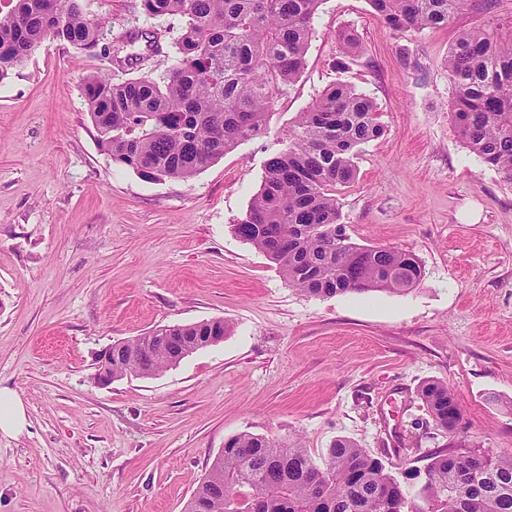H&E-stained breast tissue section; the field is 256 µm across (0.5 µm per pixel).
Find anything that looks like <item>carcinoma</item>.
<instances>
[{
  "label": "carcinoma",
  "mask_w": 512,
  "mask_h": 512,
  "mask_svg": "<svg viewBox=\"0 0 512 512\" xmlns=\"http://www.w3.org/2000/svg\"><path fill=\"white\" fill-rule=\"evenodd\" d=\"M322 0H140L151 19H184L177 64L160 81L92 75L84 91L99 141L112 161L143 178L189 179L224 152L267 129L278 95L302 72ZM375 15L404 35L450 22L467 0H369ZM0 10V80L43 40L84 50L98 46L105 23L80 0H9ZM151 32L134 29L116 51L134 67ZM452 88L449 118L486 166L512 181V30L461 31L445 60ZM384 126L377 105L344 82L329 85L299 114L285 148L233 232L258 248L288 285L313 297L406 294L424 271L393 247H366L346 234L336 187L355 177L361 146ZM212 319L162 326L127 340L137 358L112 360V376H153L193 353L197 341L225 336ZM419 394L433 420L453 432L460 404L448 383L429 380ZM421 512H512V453L448 448L427 465ZM400 483L382 460L339 439L317 464L301 439L250 433L230 437L185 512H407Z\"/></svg>",
  "instance_id": "carcinoma-1"
}]
</instances>
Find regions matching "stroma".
<instances>
[{"label":"stroma","mask_w":512,"mask_h":512,"mask_svg":"<svg viewBox=\"0 0 512 512\" xmlns=\"http://www.w3.org/2000/svg\"><path fill=\"white\" fill-rule=\"evenodd\" d=\"M480 3L398 35L369 0H322L266 132L187 180L114 163L83 91L89 75L122 77L108 48L136 27L158 40L131 77L167 74L181 18L82 0L108 20L98 47L45 40L0 82V389L26 414L21 433L0 432V512H183L243 432L300 437L316 460L350 440L383 459L413 512L436 452H512V183L452 126L444 69L460 31L512 21V0L491 15ZM337 81L369 95L384 126L336 190L341 222L358 244L420 259L406 294L306 296L231 231L288 128ZM217 318L231 327L223 342L97 384L114 342ZM428 380L454 391V432L421 400Z\"/></svg>","instance_id":"35a3bbf8"}]
</instances>
